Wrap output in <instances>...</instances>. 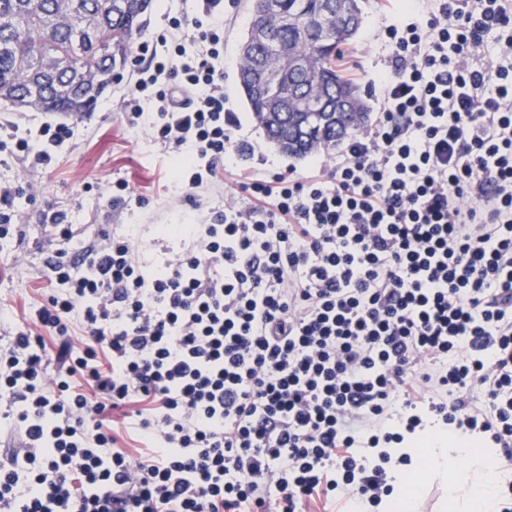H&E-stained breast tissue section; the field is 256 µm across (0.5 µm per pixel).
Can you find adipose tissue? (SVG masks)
Returning <instances> with one entry per match:
<instances>
[{
    "label": "adipose tissue",
    "mask_w": 512,
    "mask_h": 512,
    "mask_svg": "<svg viewBox=\"0 0 512 512\" xmlns=\"http://www.w3.org/2000/svg\"><path fill=\"white\" fill-rule=\"evenodd\" d=\"M409 455L410 465L394 472L398 491L383 512H413L426 476L447 484L444 512H498L500 485L511 476L500 470L492 449L475 447L473 436L440 432L429 447L410 448Z\"/></svg>",
    "instance_id": "ef3b65f1"
}]
</instances>
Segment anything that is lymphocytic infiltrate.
Instances as JSON below:
<instances>
[{"label": "lymphocytic infiltrate", "mask_w": 512, "mask_h": 512, "mask_svg": "<svg viewBox=\"0 0 512 512\" xmlns=\"http://www.w3.org/2000/svg\"><path fill=\"white\" fill-rule=\"evenodd\" d=\"M140 77L189 189L244 146L224 104V17L204 0ZM375 123L327 177L242 176L146 275L131 239L46 260L49 295L0 360L29 449L0 512H305L379 505L393 446L432 414L512 465V0H441L385 29ZM495 64L482 60L485 37ZM93 341L76 348L67 318ZM61 336L46 360L44 334ZM106 351L111 370H101ZM136 420L130 457L105 425Z\"/></svg>", "instance_id": "1"}]
</instances>
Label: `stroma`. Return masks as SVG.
I'll list each match as a JSON object with an SVG mask.
<instances>
[{
    "mask_svg": "<svg viewBox=\"0 0 512 512\" xmlns=\"http://www.w3.org/2000/svg\"><path fill=\"white\" fill-rule=\"evenodd\" d=\"M224 13V92L228 106L240 124L237 139L250 144L247 159L256 177L279 173L296 176L327 174L333 156L314 153L298 160L269 144L240 100L236 71L242 35L247 25L245 0H221ZM202 10L200 0H158L137 41L160 43L170 38L172 18H180L186 35H193V22ZM395 19L390 0H363V24L357 47L346 54L347 73L360 86L381 69L390 53L382 33ZM151 56L130 51L125 68L111 88L99 98L93 112L83 118L59 117L43 112H18L0 101V123H14L29 145L30 160L19 161L10 151H0V184L19 183L23 190L15 200L22 216L7 236H0V355H7L15 334L30 325L36 312L47 303L51 284L44 261L58 247L79 254L97 241L101 233L131 237L136 259L155 271L184 243L161 236V224H208L223 208L224 197L238 191L230 174L217 173L213 183L197 193H188L171 151L157 138L151 125L153 105L142 100L143 117L138 123L128 118L126 101L135 89L140 71L154 67ZM66 122L70 138L50 147L44 129ZM52 160H34L43 149ZM128 183L132 200H111L116 180ZM63 212L72 226L68 241H60L49 226L51 216Z\"/></svg>",
    "mask_w": 512,
    "mask_h": 512,
    "instance_id": "obj_1",
    "label": "stroma"
}]
</instances>
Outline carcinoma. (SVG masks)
<instances>
[{"instance_id": "obj_1", "label": "carcinoma", "mask_w": 512, "mask_h": 512, "mask_svg": "<svg viewBox=\"0 0 512 512\" xmlns=\"http://www.w3.org/2000/svg\"><path fill=\"white\" fill-rule=\"evenodd\" d=\"M333 2L276 0V15L253 14L249 26L267 29L276 50L248 48L247 35L241 42L236 77L240 95L267 140L290 158L334 149L371 119L360 87L340 65L342 52L355 48L362 0H344L342 15L331 7ZM125 3L126 10L115 12L108 8L109 0H71L76 24L92 30L93 39L64 64L54 56L55 47L68 41L71 32V25L54 21L60 0H0V16L17 21L0 27V99L23 100L35 90L41 110L71 113L81 97L93 108L97 95L91 94L82 71L108 74L124 66L132 40L153 7V0ZM261 66L281 75V87L292 86L324 102V111L307 112L295 100H281L273 89L260 93L255 74Z\"/></svg>"}]
</instances>
